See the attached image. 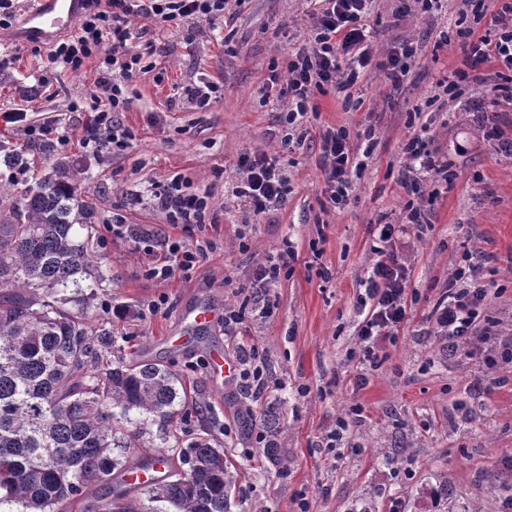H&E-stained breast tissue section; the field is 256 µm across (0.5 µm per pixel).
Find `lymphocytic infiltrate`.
Here are the masks:
<instances>
[{
    "label": "lymphocytic infiltrate",
    "instance_id": "f902f5d3",
    "mask_svg": "<svg viewBox=\"0 0 512 512\" xmlns=\"http://www.w3.org/2000/svg\"><path fill=\"white\" fill-rule=\"evenodd\" d=\"M244 0H89L74 33L55 42L51 49L55 65L83 71L95 62L94 84L98 89L88 106L73 104V111L89 109L92 114L84 148L115 150L126 146V136L116 124V113L130 103L127 83L139 73L149 71L145 52L138 49L137 32L131 19L143 16L159 29L206 23L212 30L223 31L231 4ZM315 9L307 41L288 52L281 66L272 67L269 85L283 86L290 97L283 113V131L278 154L241 155L236 167L242 178L234 189L249 211L260 215L281 206L288 198V179L281 158L295 152L302 144L300 131L309 116L317 114L316 95L354 85L360 71L377 66L383 71L391 92H398L410 72V62L418 52L410 41H402L376 60L368 28L373 0H313ZM475 13L478 23L456 28L444 35L448 44H457L465 55L467 69L453 71L444 82L449 97L461 98L472 86L480 84L478 69L493 63L512 73V0H479ZM408 164L399 186L407 194L424 195L427 186L445 175L448 159L424 134H413L404 144ZM365 163L354 151L348 132L327 128L322 136L321 171L327 198L336 207L347 204L352 191L351 175ZM150 204L163 212L169 223L197 224L208 208L207 196L188 194L180 181L156 186ZM425 211L407 205L401 223L376 225L377 238L372 247L376 260L359 280L357 309L363 318L358 339L363 362H373L380 344L394 340L409 320L408 267L400 256L399 242L415 225L426 223ZM107 230L115 241H131L148 255V274L158 281L174 273H189L203 258L204 247L185 248L169 236L151 238L137 233L122 217L113 218ZM488 269L463 254L448 278V293L436 307L433 318L437 335L448 342L449 352L461 351L480 357L489 367L512 363V340L500 342L499 356L489 355L487 345L493 339L484 324L488 303Z\"/></svg>",
    "mask_w": 512,
    "mask_h": 512
}]
</instances>
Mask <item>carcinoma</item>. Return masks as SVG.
<instances>
[{
    "instance_id": "obj_1",
    "label": "carcinoma",
    "mask_w": 512,
    "mask_h": 512,
    "mask_svg": "<svg viewBox=\"0 0 512 512\" xmlns=\"http://www.w3.org/2000/svg\"><path fill=\"white\" fill-rule=\"evenodd\" d=\"M0 166L31 172L0 140ZM23 189L0 184V512H66L89 485L129 466L144 425L189 400L169 366L126 362L92 338L103 273L90 250L94 211L81 169L57 162ZM167 480L114 489L98 512H231L224 449L203 436L163 440Z\"/></svg>"
}]
</instances>
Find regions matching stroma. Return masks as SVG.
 I'll list each match as a JSON object with an SVG mask.
<instances>
[{"instance_id":"obj_1","label":"stroma","mask_w":512,"mask_h":512,"mask_svg":"<svg viewBox=\"0 0 512 512\" xmlns=\"http://www.w3.org/2000/svg\"><path fill=\"white\" fill-rule=\"evenodd\" d=\"M410 4L374 0L370 17L377 55L405 39L422 47L403 87L388 93L372 68L353 100L334 90L316 96L311 135L285 166L288 200L261 216L234 195L236 161L277 143L288 99L266 79L272 64L306 41L305 0H246L228 49L207 25L189 35L136 18L144 40L157 46V68L129 85L131 102L118 122L131 137L121 151L79 145L89 115L71 106L94 95L93 67L74 73L51 64L48 45L0 39V58L13 59L0 67V139L11 138L37 167L69 160L85 173L96 220L92 250L107 277L89 312L92 328L129 336L127 357L173 363L188 393L209 408L204 415L188 408L176 425L155 420L139 453H153L171 432L184 445L209 436L236 478L232 512H507L512 505V369L492 371L464 353L449 354L429 333L448 275L467 250L493 268L487 313L500 338H512V157L481 139L475 114L491 113L512 136V100L494 106L486 97L489 85L512 81L487 64L469 105L448 100L437 83L462 68L464 57L438 39L454 29L462 4L437 0L427 13ZM404 7L408 16L394 25V12ZM203 78L221 88L215 103L201 109L175 98L174 86ZM18 108L27 116L16 122ZM45 123L65 131L68 150L30 139L28 126ZM424 124L453 177L430 202L427 227L411 236V319L395 342L383 344L372 368L359 361L356 283L373 260L372 224L402 220L401 146ZM329 127L345 128L354 145L374 142L365 169L352 178L349 203L336 209L319 168L320 136ZM175 173L189 192L208 194L216 227L174 230L163 212L140 205L153 184ZM116 214L140 232H171L189 247L210 239L216 248L189 276L152 280L134 243L105 241L104 226ZM286 238L298 256L288 273L268 282L266 306L258 308L254 273ZM200 304L217 316L192 334L186 315ZM228 306L245 309L241 339L224 334ZM217 350L239 363L256 355L264 393L235 375L214 379L210 356ZM347 414L355 422L340 451L331 452L326 436ZM260 433L273 450L257 443Z\"/></svg>"}]
</instances>
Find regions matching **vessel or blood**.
<instances>
[{
  "label": "vessel or blood",
  "instance_id": "1",
  "mask_svg": "<svg viewBox=\"0 0 512 512\" xmlns=\"http://www.w3.org/2000/svg\"><path fill=\"white\" fill-rule=\"evenodd\" d=\"M84 0H29L18 29L17 38L44 43L75 28Z\"/></svg>",
  "mask_w": 512,
  "mask_h": 512
}]
</instances>
